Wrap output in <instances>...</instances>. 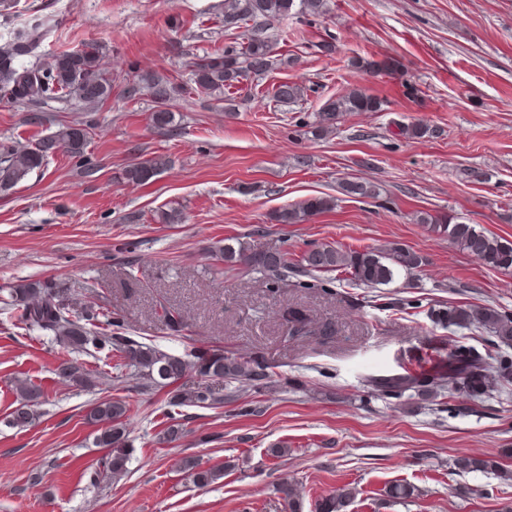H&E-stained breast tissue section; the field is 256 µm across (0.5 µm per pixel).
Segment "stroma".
Listing matches in <instances>:
<instances>
[{"label": "stroma", "mask_w": 512, "mask_h": 512, "mask_svg": "<svg viewBox=\"0 0 512 512\" xmlns=\"http://www.w3.org/2000/svg\"><path fill=\"white\" fill-rule=\"evenodd\" d=\"M37 19L49 25L39 60L103 46L112 95L93 109L47 102L38 124L28 107L0 101V143L31 144L87 121L86 153L96 168L85 176L60 154L0 191V285L62 282L77 303L103 308L137 341L175 354L192 346L262 351L305 385L242 390L214 408L172 407L167 390L144 388L114 359L89 356L87 368L103 383L82 390L58 376L59 346L0 315V512H281L273 488L286 480L301 485L303 512L344 490L353 494L346 512H512V481L452 465L470 455L512 469V392L478 402L415 395L394 405L363 384L477 344L479 333L433 325L423 312L274 295L250 278L215 274L208 254L217 241L248 235L287 240L298 253L314 241L351 250L400 243L427 265L412 288L394 283L366 296L402 291L432 305H487L512 315V271L481 264L414 220L419 211L442 212L512 241V0H327L324 14L273 21L275 54L295 63L243 85L231 115L196 90L187 65L191 56L223 50L224 0H17L0 12V37ZM324 41L335 54L319 51ZM365 60L396 68L370 71ZM133 69L177 86L168 130L152 128L148 91L126 93ZM287 79L307 86L303 102L272 99L273 85ZM406 82L418 88L416 98L403 96ZM355 87L387 107L350 114L322 139L298 126L300 116ZM413 121L441 133L400 136V125ZM159 154L169 158L167 170L143 185L125 180L129 165ZM355 178L381 184L380 198L340 197V182ZM313 196L339 203L303 224L272 222L274 212ZM170 208L183 210L185 223H158V211ZM292 307L332 322L335 336L284 342ZM168 308L185 317L180 336L165 326ZM18 377L44 391L36 422L21 431L4 425ZM113 397L131 408V460L124 476L96 483L107 451L94 446L86 415L97 399ZM249 405L257 414L240 415ZM173 420L184 434L163 442ZM275 447L288 456H269ZM188 456L205 467L226 464L223 478L195 486L174 468ZM404 483L421 496L388 500L386 489ZM487 485L493 495H478Z\"/></svg>", "instance_id": "35a3bbf8"}]
</instances>
